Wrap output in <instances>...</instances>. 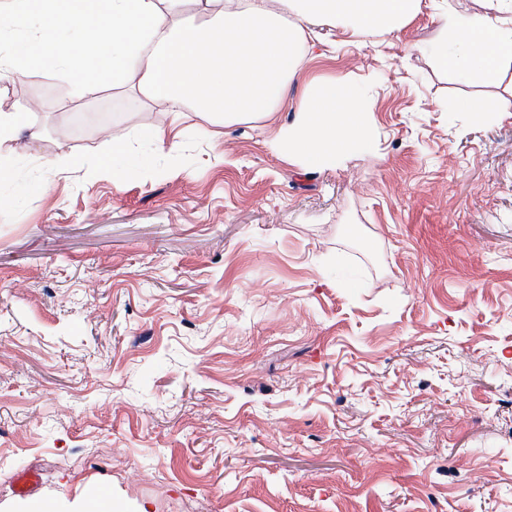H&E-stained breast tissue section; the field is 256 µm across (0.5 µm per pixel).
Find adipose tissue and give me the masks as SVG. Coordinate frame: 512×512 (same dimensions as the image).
Listing matches in <instances>:
<instances>
[{"label": "adipose tissue", "instance_id": "ef3b65f1", "mask_svg": "<svg viewBox=\"0 0 512 512\" xmlns=\"http://www.w3.org/2000/svg\"><path fill=\"white\" fill-rule=\"evenodd\" d=\"M13 18L0 28L12 49L0 77L26 63L72 74L94 94L135 75L145 97L176 112L187 103L221 122L268 118L287 82L302 69L309 26L355 36L390 35L421 11L423 0H195L200 23L184 25L186 0H6ZM453 47L438 66L496 82L512 63V0H477L452 23ZM372 102L351 86H313L281 145L305 167L345 164L373 145Z\"/></svg>", "mask_w": 512, "mask_h": 512}]
</instances>
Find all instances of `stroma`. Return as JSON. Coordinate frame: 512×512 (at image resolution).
<instances>
[{
  "instance_id": "obj_1",
  "label": "stroma",
  "mask_w": 512,
  "mask_h": 512,
  "mask_svg": "<svg viewBox=\"0 0 512 512\" xmlns=\"http://www.w3.org/2000/svg\"><path fill=\"white\" fill-rule=\"evenodd\" d=\"M322 26L269 119L213 125L131 83H0L29 112L0 173V512L105 489L124 512H512V65ZM373 100L371 151L273 140L312 85ZM464 96L486 112L449 116ZM178 124L114 180L109 131ZM346 259L354 283L327 276ZM39 482L13 493L22 470Z\"/></svg>"
}]
</instances>
